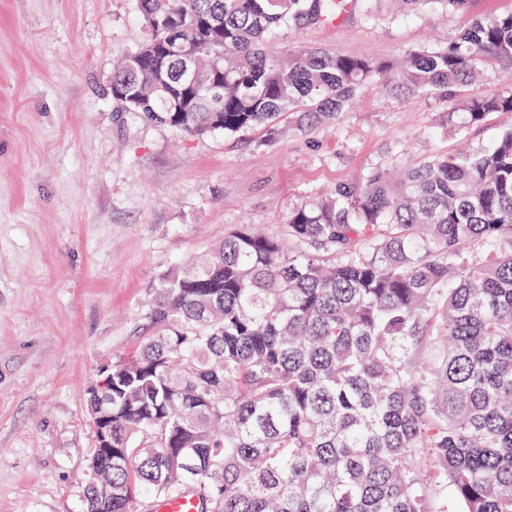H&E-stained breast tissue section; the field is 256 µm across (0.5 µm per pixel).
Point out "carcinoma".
<instances>
[{"mask_svg": "<svg viewBox=\"0 0 512 512\" xmlns=\"http://www.w3.org/2000/svg\"><path fill=\"white\" fill-rule=\"evenodd\" d=\"M353 2L136 0L150 36L112 98L190 136L334 124L370 83L458 99L462 130L512 112L511 90L462 97L512 64V12L393 60L270 49ZM143 318L112 361V463L89 450L94 512H512V130L338 183L276 234L230 232L163 274Z\"/></svg>", "mask_w": 512, "mask_h": 512, "instance_id": "obj_1", "label": "carcinoma"}]
</instances>
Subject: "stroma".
Wrapping results in <instances>:
<instances>
[{
  "label": "stroma",
  "mask_w": 512,
  "mask_h": 512,
  "mask_svg": "<svg viewBox=\"0 0 512 512\" xmlns=\"http://www.w3.org/2000/svg\"><path fill=\"white\" fill-rule=\"evenodd\" d=\"M510 11L468 0L413 15L375 0L372 17L356 8L296 39L393 59ZM145 36L135 0H0V512H84V390L133 349L172 266L242 224L278 232L295 206L373 167L512 129V112H492L461 131L442 122L443 102L369 84L334 124L190 137L112 98L115 64Z\"/></svg>",
  "instance_id": "35a3bbf8"
}]
</instances>
